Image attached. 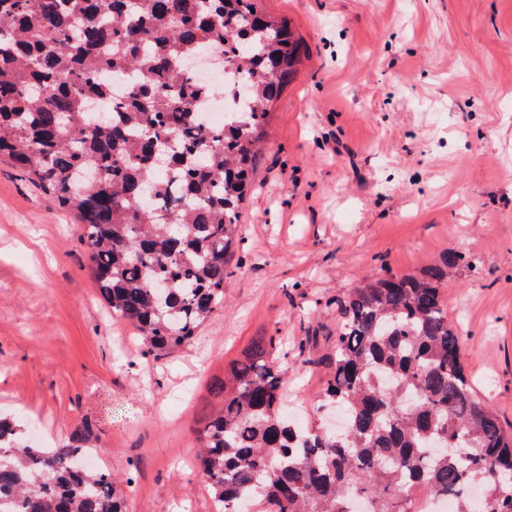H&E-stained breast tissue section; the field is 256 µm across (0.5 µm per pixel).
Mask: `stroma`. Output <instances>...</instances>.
Returning <instances> with one entry per match:
<instances>
[{
	"instance_id": "obj_1",
	"label": "stroma",
	"mask_w": 512,
	"mask_h": 512,
	"mask_svg": "<svg viewBox=\"0 0 512 512\" xmlns=\"http://www.w3.org/2000/svg\"><path fill=\"white\" fill-rule=\"evenodd\" d=\"M302 46L267 116L224 307L143 355L87 274L74 215L0 157V415L53 448L88 425L128 512H212L194 469L209 387L251 344L301 348L284 412L317 422L331 303L443 254L477 396L512 430V0H259Z\"/></svg>"
}]
</instances>
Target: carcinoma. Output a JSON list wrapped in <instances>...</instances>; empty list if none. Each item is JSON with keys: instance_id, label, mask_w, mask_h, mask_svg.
Segmentation results:
<instances>
[{"instance_id": "1", "label": "carcinoma", "mask_w": 512, "mask_h": 512, "mask_svg": "<svg viewBox=\"0 0 512 512\" xmlns=\"http://www.w3.org/2000/svg\"><path fill=\"white\" fill-rule=\"evenodd\" d=\"M220 41L243 108L213 129L199 107L224 83L188 60ZM299 45L255 0H0V154L83 226L88 271L112 315L163 359L224 307L241 242L240 204L268 106L292 80ZM112 98V112L90 104ZM97 171L96 184L84 179ZM464 257L417 276L387 274L334 302L336 338L321 406L343 438L283 413L279 337L259 338L210 387L196 470L217 512H410L423 485L456 512H512V435L474 396L441 288ZM88 427L34 448L0 417V512H126L132 479L87 466Z\"/></svg>"}]
</instances>
